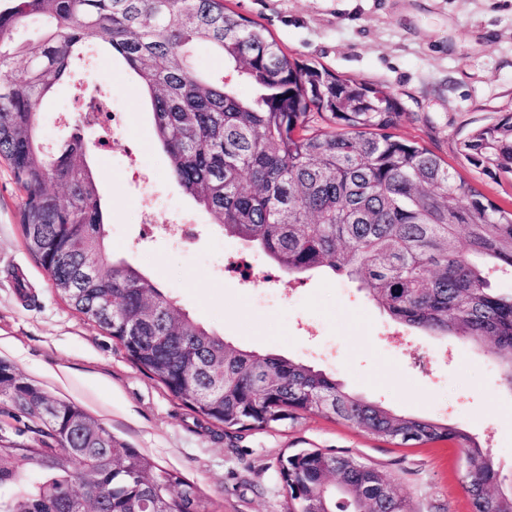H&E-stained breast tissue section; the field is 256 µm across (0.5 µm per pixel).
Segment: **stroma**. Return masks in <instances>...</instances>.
<instances>
[{
  "instance_id": "1",
  "label": "stroma",
  "mask_w": 512,
  "mask_h": 512,
  "mask_svg": "<svg viewBox=\"0 0 512 512\" xmlns=\"http://www.w3.org/2000/svg\"><path fill=\"white\" fill-rule=\"evenodd\" d=\"M263 25L288 56L336 75L388 87L402 117L394 133L443 158L490 201L512 210V178L475 169L462 139L512 114V0H228ZM103 84L131 122L93 163L115 257L139 267L196 322L225 341L299 360L392 411L447 421L481 439L503 485L512 484V388L488 348L394 323L359 282L319 271L297 280L271 268L269 287L227 282L224 258L265 263L246 242L215 230L211 217L169 175L139 84L119 63ZM158 172L127 177L128 143ZM176 212L196 223L181 246L141 222ZM21 192L0 163V361L50 395L81 405L121 441L196 486L208 512H286L281 456L320 448L362 459L390 479L412 512H469L461 463L450 443L395 445L319 416L225 434L197 417L124 350L53 292L20 226Z\"/></svg>"
}]
</instances>
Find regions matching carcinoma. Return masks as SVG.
<instances>
[{
  "label": "carcinoma",
  "mask_w": 512,
  "mask_h": 512,
  "mask_svg": "<svg viewBox=\"0 0 512 512\" xmlns=\"http://www.w3.org/2000/svg\"><path fill=\"white\" fill-rule=\"evenodd\" d=\"M227 0H9L0 8V160L23 191L21 229L55 294L124 349L129 361L224 432L298 415L347 422L405 445L458 448L471 512H512L496 459L467 431L399 415L299 360L236 347L195 322L139 268L116 260L91 141L75 126L44 150L42 104L80 79L89 53L120 62L143 89L169 173L224 235L283 273L342 272L393 321L490 344L512 387V211L447 162L396 138L387 89L293 59ZM38 21L39 35L21 39ZM224 56L205 76L191 50ZM247 83L253 95L242 98ZM467 162L512 175V114L460 143ZM60 187V197L53 188ZM0 361L15 421L0 435V512H206L196 489L118 440L81 406L43 393ZM288 512H411L375 467L320 448L279 460ZM31 478L19 492L14 487Z\"/></svg>",
  "instance_id": "1"
}]
</instances>
